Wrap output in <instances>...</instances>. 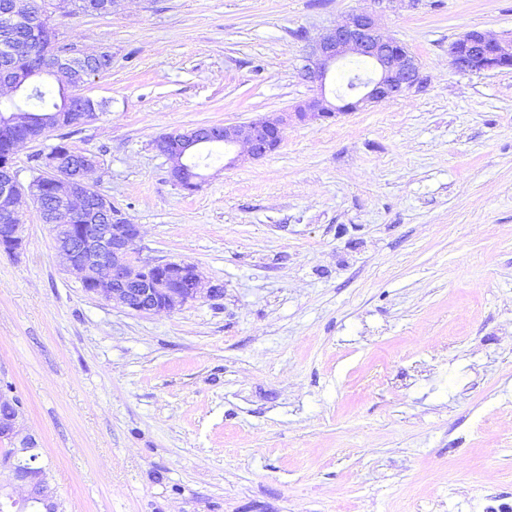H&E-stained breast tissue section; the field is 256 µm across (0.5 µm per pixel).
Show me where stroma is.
Segmentation results:
<instances>
[{
    "label": "stroma",
    "instance_id": "35a3bbf8",
    "mask_svg": "<svg viewBox=\"0 0 512 512\" xmlns=\"http://www.w3.org/2000/svg\"><path fill=\"white\" fill-rule=\"evenodd\" d=\"M372 0H119L58 11L106 51L66 128L134 248L223 296L137 314L88 296L20 206L0 252V381L64 512H512V68L448 44L512 35V0H388L419 60L408 96L284 127L280 147L173 185L152 140L293 111L306 36ZM448 59L460 73L479 74L512 66V37L494 38L473 29L448 44Z\"/></svg>",
    "mask_w": 512,
    "mask_h": 512
}]
</instances>
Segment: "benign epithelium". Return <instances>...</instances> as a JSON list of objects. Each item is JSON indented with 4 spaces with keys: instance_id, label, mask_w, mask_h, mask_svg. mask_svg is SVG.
<instances>
[{
    "instance_id": "1",
    "label": "benign epithelium",
    "mask_w": 512,
    "mask_h": 512,
    "mask_svg": "<svg viewBox=\"0 0 512 512\" xmlns=\"http://www.w3.org/2000/svg\"><path fill=\"white\" fill-rule=\"evenodd\" d=\"M39 11L30 0L0 18L7 27H15ZM307 64L303 77L317 95L293 112L263 116L237 124L197 126L153 141L154 149L170 163L174 185L195 190L198 173L190 170L185 157L195 146L208 140L219 142L225 150L244 147L227 156L225 166L244 159L259 160L281 144L284 125L309 120H327L354 112L363 106L396 100L420 86L421 70L416 56L403 44L378 31L372 12L349 15L344 24L323 29L308 39ZM366 59L376 66L375 77L367 81H349V93L331 102L325 94L328 74L333 65L349 57ZM448 59L460 73L479 74L512 66V37L494 38L473 29L448 44ZM42 72L55 78L63 87L72 86L71 74L82 72L79 57L67 52H44ZM35 73L18 75L9 67L0 68V84L13 92L32 86ZM0 123L27 135L32 130L40 138L48 137L50 127L28 124V114L14 112ZM64 152L53 149L42 157L43 177L54 181V205L60 211L85 214L84 224H53L54 249L66 273L78 281L91 297H100L138 314L168 312L181 308L202 296L210 298L224 293L217 286L205 287L196 265L184 261L141 257L130 251L140 237L141 225L134 224L112 201L94 193L86 175L97 165L95 157L81 154L80 161L62 174L59 172ZM28 194L40 213L54 220L55 213L43 210V197L34 182L23 186L9 154L0 156V251L15 255L24 243V227L17 223V205ZM25 410L15 398L0 391V443L10 451L0 455V505L12 509L40 507L42 512H57L58 495L49 480V472L37 464V442L26 432Z\"/></svg>"
}]
</instances>
